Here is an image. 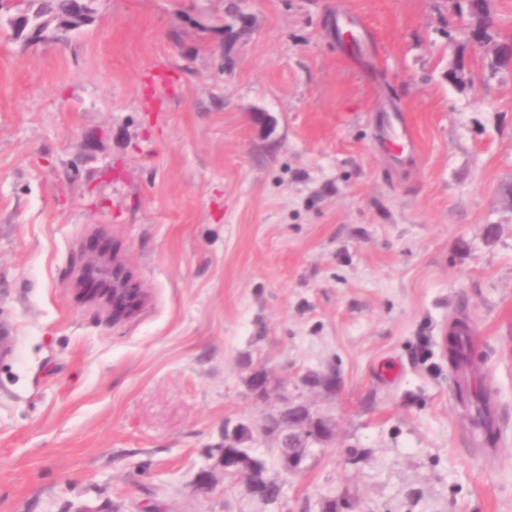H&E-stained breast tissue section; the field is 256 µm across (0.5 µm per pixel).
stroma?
I'll list each match as a JSON object with an SVG mask.
<instances>
[{
  "label": "stroma",
  "instance_id": "obj_1",
  "mask_svg": "<svg viewBox=\"0 0 512 512\" xmlns=\"http://www.w3.org/2000/svg\"><path fill=\"white\" fill-rule=\"evenodd\" d=\"M17 14L0 512H512V70L450 40L449 0H97L68 45ZM100 235L147 295L125 322L73 288ZM459 317L485 432L448 364ZM288 405L325 431L295 474L265 430ZM239 426L276 503L224 474Z\"/></svg>",
  "mask_w": 512,
  "mask_h": 512
}]
</instances>
